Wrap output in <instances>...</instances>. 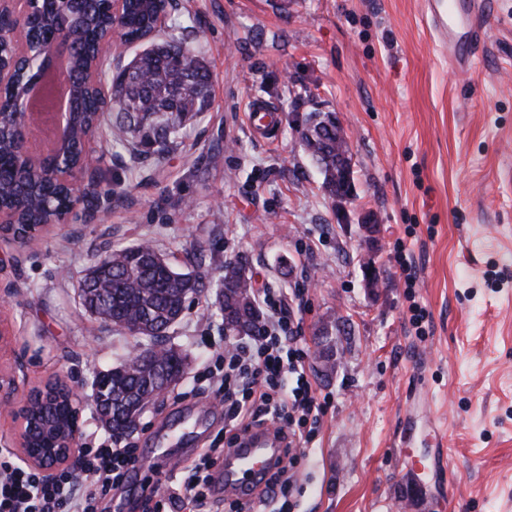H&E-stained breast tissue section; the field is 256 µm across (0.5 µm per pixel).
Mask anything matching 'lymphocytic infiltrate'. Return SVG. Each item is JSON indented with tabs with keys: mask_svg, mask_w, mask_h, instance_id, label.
Masks as SVG:
<instances>
[{
	"mask_svg": "<svg viewBox=\"0 0 512 512\" xmlns=\"http://www.w3.org/2000/svg\"><path fill=\"white\" fill-rule=\"evenodd\" d=\"M301 289L265 288L258 295L269 315L247 342L225 348L223 361L208 368L204 379L224 406V436L213 439L190 470L184 471L168 494L156 499L152 512H287L280 498L297 483V451L309 443L314 425L327 405L316 396L304 368L299 327L288 297ZM269 428L285 443L264 487L255 498L214 503L204 486L205 474L241 434ZM141 465L135 448H84L77 466L54 477L0 458V512H97L96 502L118 488Z\"/></svg>",
	"mask_w": 512,
	"mask_h": 512,
	"instance_id": "1",
	"label": "lymphocytic infiltrate"
}]
</instances>
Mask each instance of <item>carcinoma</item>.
Masks as SVG:
<instances>
[{
	"instance_id": "carcinoma-1",
	"label": "carcinoma",
	"mask_w": 512,
	"mask_h": 512,
	"mask_svg": "<svg viewBox=\"0 0 512 512\" xmlns=\"http://www.w3.org/2000/svg\"><path fill=\"white\" fill-rule=\"evenodd\" d=\"M158 9L156 0H129L125 13L114 17L108 13L105 0H82V23L73 31L71 65L87 66L97 35L105 26L118 28L128 42L156 30ZM30 25L38 44L49 47L57 30V18L36 14ZM136 69L145 78L128 75L125 67L110 75L101 72L112 86V100L118 108L112 117V128L116 139H132L136 159L162 158L183 144L182 129L187 122L209 108L213 94L211 70L198 49L191 48L186 55L171 42L139 56ZM74 99L73 120L78 130L94 122L103 125L107 109L96 104L85 85L79 86ZM303 150L323 162V190L331 197H346L348 189L336 184L337 172H351L352 155L345 137L326 130L315 142L304 144ZM0 204L19 208L26 225L40 224L49 217L64 220L69 215L67 198L60 189L26 182L18 175L14 135L8 123L0 125ZM95 269L99 271L97 278L87 275L80 282L82 306L119 330L139 317L150 318L158 328L166 326L181 315L190 297L202 292L200 286L209 278L200 271L179 272L171 262L138 245L99 258ZM244 271L238 262L225 263L217 286L226 289L221 305V311H229L224 318L225 327L249 336L263 315L254 304L250 279ZM184 365L185 357L174 349L165 359L144 362L132 371L124 363L117 365L94 379V403H110L117 409L152 391L157 371L177 375ZM35 422L52 429L67 426L57 408L50 406L38 411Z\"/></svg>"
}]
</instances>
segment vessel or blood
Wrapping results in <instances>:
<instances>
[{
	"instance_id": "obj_1",
	"label": "vessel or blood",
	"mask_w": 512,
	"mask_h": 512,
	"mask_svg": "<svg viewBox=\"0 0 512 512\" xmlns=\"http://www.w3.org/2000/svg\"><path fill=\"white\" fill-rule=\"evenodd\" d=\"M424 19L435 48L447 56L459 74L475 64L474 49L486 39L488 17L481 0H424ZM279 444L262 430L243 434L228 452L224 470V493L233 495L261 484L272 470Z\"/></svg>"
}]
</instances>
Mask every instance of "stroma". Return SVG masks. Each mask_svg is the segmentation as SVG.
<instances>
[{
	"mask_svg": "<svg viewBox=\"0 0 512 512\" xmlns=\"http://www.w3.org/2000/svg\"><path fill=\"white\" fill-rule=\"evenodd\" d=\"M422 12V0H171L162 28L208 63V112L142 164L102 132L93 177L111 206L23 247L0 239L14 333L0 359L21 385L79 389L80 447L113 444L92 380L140 340L90 317L78 283L100 256L147 240L186 272L216 277L238 260L254 286L303 289L305 372L328 408L299 454L300 512H512V0H488L491 29L464 77ZM256 99L277 110L267 138L244 121ZM315 113L350 143L340 203L300 145ZM238 341L215 288L188 304L169 332L186 374L126 437L143 466L99 512H143L145 480L165 488L198 461L224 426L202 376ZM322 343L337 362L328 377Z\"/></svg>",
	"mask_w": 512,
	"mask_h": 512,
	"instance_id": "obj_1",
	"label": "stroma"
}]
</instances>
